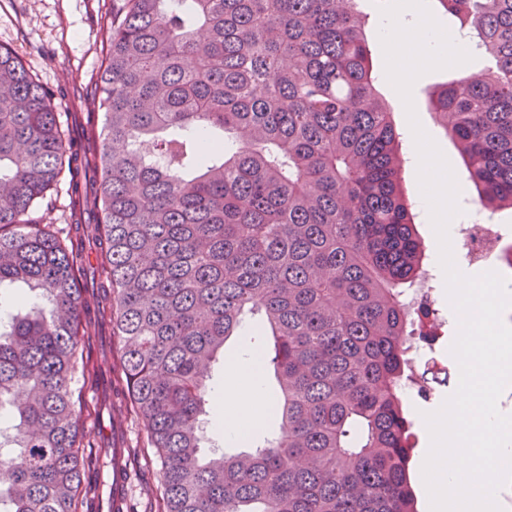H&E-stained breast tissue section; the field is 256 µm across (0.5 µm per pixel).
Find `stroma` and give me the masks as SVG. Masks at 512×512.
Listing matches in <instances>:
<instances>
[{
    "label": "stroma",
    "instance_id": "1",
    "mask_svg": "<svg viewBox=\"0 0 512 512\" xmlns=\"http://www.w3.org/2000/svg\"><path fill=\"white\" fill-rule=\"evenodd\" d=\"M112 9V0H0V46L11 49L42 85L55 93L54 105L60 122H68L73 110L74 91L93 94L103 59L100 34L104 17ZM480 61L467 67H452L421 76L414 84L412 96L415 111L426 133L445 156L454 147L434 123L426 102L428 88L478 72ZM430 282L434 308L445 324L428 348L433 364L427 376L431 386L429 397L409 392L405 401L414 423L416 455L410 464L418 470L421 451L428 445L429 434L424 414L437 411L458 386L459 367L450 352L458 326L450 322L451 310L445 289L444 274L437 263H430ZM80 422L86 440L103 443L111 435L113 425H120L123 436L125 465V502L121 512H158L156 486L159 461L151 446L143 421L135 414L112 416L104 405L100 391L84 387L79 394Z\"/></svg>",
    "mask_w": 512,
    "mask_h": 512
}]
</instances>
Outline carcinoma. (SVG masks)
Instances as JSON below:
<instances>
[{
  "mask_svg": "<svg viewBox=\"0 0 512 512\" xmlns=\"http://www.w3.org/2000/svg\"><path fill=\"white\" fill-rule=\"evenodd\" d=\"M362 0H112L86 101L53 96L0 47V286L38 292L0 315V512H98L101 452H81L73 385L88 323L122 337L130 400L160 461V512H417L404 388L426 268L408 157L380 94ZM474 35L479 73L428 92L481 208L512 211V0H435ZM210 142L201 150V139ZM98 177L87 236L29 218L69 175ZM103 252L91 308L86 247ZM280 394L279 433L206 457L212 364L246 317Z\"/></svg>",
  "mask_w": 512,
  "mask_h": 512,
  "instance_id": "1",
  "label": "carcinoma"
}]
</instances>
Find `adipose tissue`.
<instances>
[{"instance_id": "1", "label": "adipose tissue", "mask_w": 512, "mask_h": 512, "mask_svg": "<svg viewBox=\"0 0 512 512\" xmlns=\"http://www.w3.org/2000/svg\"><path fill=\"white\" fill-rule=\"evenodd\" d=\"M227 370L238 377L243 390L230 391L224 397V429L233 437L241 436L256 426L271 409L272 401L262 387V370L258 355L226 360Z\"/></svg>"}]
</instances>
